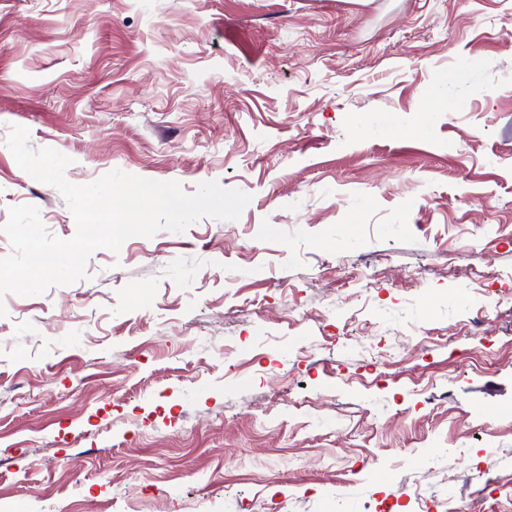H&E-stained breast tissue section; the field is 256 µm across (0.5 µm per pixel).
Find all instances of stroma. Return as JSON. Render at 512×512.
Returning a JSON list of instances; mask_svg holds the SVG:
<instances>
[{
  "label": "stroma",
  "instance_id": "35a3bbf8",
  "mask_svg": "<svg viewBox=\"0 0 512 512\" xmlns=\"http://www.w3.org/2000/svg\"><path fill=\"white\" fill-rule=\"evenodd\" d=\"M14 125L252 200L0 297V512H512V0H0V258Z\"/></svg>",
  "mask_w": 512,
  "mask_h": 512
}]
</instances>
